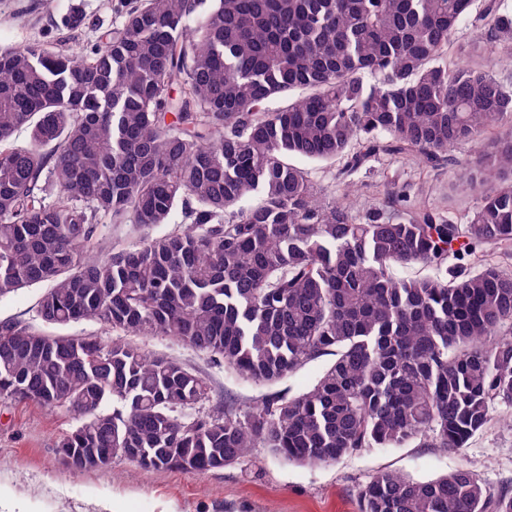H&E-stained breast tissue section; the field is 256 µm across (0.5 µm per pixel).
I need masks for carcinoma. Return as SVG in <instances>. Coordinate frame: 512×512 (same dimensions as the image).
I'll use <instances>...</instances> for the list:
<instances>
[{
	"mask_svg": "<svg viewBox=\"0 0 512 512\" xmlns=\"http://www.w3.org/2000/svg\"><path fill=\"white\" fill-rule=\"evenodd\" d=\"M512 50L501 0H123L112 32L0 46V298L49 284L45 329L0 321V400L63 410L75 469L111 449L146 469L205 473L252 449L332 464L418 440L459 450L512 407V87L448 63ZM275 97L285 104L275 110ZM27 132V140L18 134ZM467 165L465 224L391 196L358 220L291 159L341 162L342 184L382 156ZM54 190L46 200L47 186ZM181 212L187 227L161 232ZM140 232L103 249L102 219ZM419 265L414 279L394 274ZM101 323L127 341L57 332ZM168 336L272 385L323 356L316 382L243 412L182 364L132 341ZM360 512H512L463 466L384 471Z\"/></svg>",
	"mask_w": 512,
	"mask_h": 512,
	"instance_id": "carcinoma-1",
	"label": "carcinoma"
}]
</instances>
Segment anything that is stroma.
I'll return each mask as SVG.
<instances>
[{
    "mask_svg": "<svg viewBox=\"0 0 512 512\" xmlns=\"http://www.w3.org/2000/svg\"><path fill=\"white\" fill-rule=\"evenodd\" d=\"M119 0H0V44L23 47L66 36L62 19L71 10L83 14L78 46L97 42L110 31ZM462 170H432L417 163L381 158L353 176L354 187L343 203L353 217L386 205L391 191L406 189L423 203L455 221L468 220L478 208L479 193L462 186ZM149 354L166 356L205 378L209 401L188 412L211 413L215 404H253L262 396L298 393L311 386L328 357L308 363L273 385L239 380L209 356L166 336L139 338ZM512 410L499 408L487 428L465 448L442 452L409 444L399 448H364L327 465H300L274 458L265 448L237 465L204 474L144 470L114 458L107 468L75 472L59 459L56 446L76 426L73 415L35 405L0 402V500L14 512H358L362 488L377 473L402 472L427 480L469 466L494 491H512Z\"/></svg>",
    "mask_w": 512,
    "mask_h": 512,
    "instance_id": "35a3bbf8",
    "label": "stroma"
}]
</instances>
